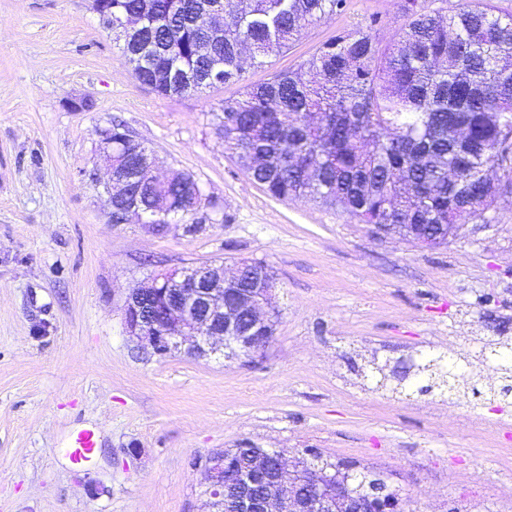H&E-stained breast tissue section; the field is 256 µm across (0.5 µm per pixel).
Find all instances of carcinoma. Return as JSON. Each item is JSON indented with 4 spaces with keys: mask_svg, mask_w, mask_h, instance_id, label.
Returning a JSON list of instances; mask_svg holds the SVG:
<instances>
[{
    "mask_svg": "<svg viewBox=\"0 0 512 512\" xmlns=\"http://www.w3.org/2000/svg\"><path fill=\"white\" fill-rule=\"evenodd\" d=\"M112 16L144 18L151 43L135 78L162 96L198 91L185 74L241 77L242 47L263 59L342 12L346 0H111ZM404 0L396 38L381 44L380 18L326 41L300 66L245 87L224 105V150L255 158L251 178L276 199L337 207L362 224L491 222L512 184V15L483 0ZM224 12V30L203 60L201 14ZM195 179L138 184L140 205L161 196L186 221ZM512 396V350L500 355Z\"/></svg>",
    "mask_w": 512,
    "mask_h": 512,
    "instance_id": "cac0c4a2",
    "label": "carcinoma"
}]
</instances>
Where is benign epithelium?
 Masks as SVG:
<instances>
[{
  "instance_id": "7a95c632",
  "label": "benign epithelium",
  "mask_w": 512,
  "mask_h": 512,
  "mask_svg": "<svg viewBox=\"0 0 512 512\" xmlns=\"http://www.w3.org/2000/svg\"><path fill=\"white\" fill-rule=\"evenodd\" d=\"M110 30L132 32L136 16L112 18L107 0H91ZM109 199L120 198L125 178L109 169L103 183ZM168 204L155 214L131 207L146 223L171 220ZM275 281L266 264L239 261L216 270L205 262L156 274L133 290L125 305L127 333L166 357L186 350L198 357L224 352L226 359H251L273 337L278 308ZM234 449L215 451L199 464L216 512H402L389 485L373 473L353 474L341 465L316 464L311 452L290 465L283 454L249 449L243 463Z\"/></svg>"
}]
</instances>
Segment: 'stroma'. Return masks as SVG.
I'll return each instance as SVG.
<instances>
[{"label":"stroma","instance_id":"stroma-1","mask_svg":"<svg viewBox=\"0 0 512 512\" xmlns=\"http://www.w3.org/2000/svg\"><path fill=\"white\" fill-rule=\"evenodd\" d=\"M401 0H347L240 80L162 97L89 0H0V512H211L196 458L257 446L373 470L404 512H512V197L425 248L339 209L277 200L215 126L245 86L292 70ZM122 124L207 204L191 223H113L102 131ZM267 264L279 317L253 360L155 356L127 295L189 263ZM465 384L432 386L426 360ZM97 430L81 464L80 429Z\"/></svg>","mask_w":512,"mask_h":512}]
</instances>
